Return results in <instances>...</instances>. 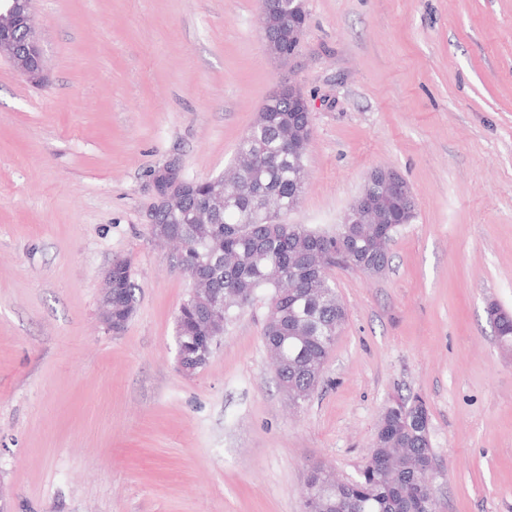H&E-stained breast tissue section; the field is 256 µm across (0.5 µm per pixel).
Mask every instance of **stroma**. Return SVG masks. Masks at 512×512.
I'll list each match as a JSON object with an SVG mask.
<instances>
[{
    "label": "stroma",
    "instance_id": "1",
    "mask_svg": "<svg viewBox=\"0 0 512 512\" xmlns=\"http://www.w3.org/2000/svg\"><path fill=\"white\" fill-rule=\"evenodd\" d=\"M297 57L260 0H33L36 87L0 57V501L10 512H303L321 465L358 479L397 397L429 413L440 512H512V0H305ZM307 95L306 185L287 223L333 232L372 170L416 217L388 267L335 268L347 320L290 405L266 294L209 363L177 365L190 291L156 242L151 175L223 173L276 84ZM130 260L136 311L100 317ZM279 9V5L276 0H263L261 1V13L263 18L262 32L265 41V47L270 57L277 59L274 49L277 43L281 40L283 32L279 27H274L273 23L274 14ZM279 51L284 54H292L299 51V47L295 46L290 42H285L277 46ZM112 288L120 289L117 293V303L114 305V311L122 315L126 325L136 310L137 291L139 290L132 278L131 262L129 260L114 261L104 276L102 321L109 331L118 333L120 330L119 324L112 322V294L114 290ZM490 321L493 326L497 323L499 325L495 328L498 340L500 344L508 350L512 349V323L511 321H502V320H512V313L507 310L499 307V310L496 314H489ZM502 321V322H501Z\"/></svg>",
    "mask_w": 512,
    "mask_h": 512
}]
</instances>
